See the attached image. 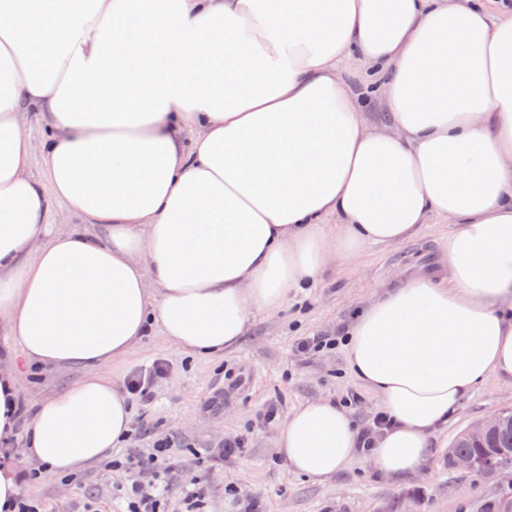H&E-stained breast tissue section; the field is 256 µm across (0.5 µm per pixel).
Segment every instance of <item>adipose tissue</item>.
<instances>
[{
  "mask_svg": "<svg viewBox=\"0 0 512 512\" xmlns=\"http://www.w3.org/2000/svg\"><path fill=\"white\" fill-rule=\"evenodd\" d=\"M52 199L83 228L48 232ZM433 215L456 226L447 280L385 290L347 331V365L390 420L369 457L390 479L420 472L479 383L512 380V15L476 0H0V447L23 442L60 474L105 459L132 403L102 368L152 329L224 353L254 312ZM23 364L84 374L25 421ZM359 446L329 397L275 437L320 483Z\"/></svg>",
  "mask_w": 512,
  "mask_h": 512,
  "instance_id": "1",
  "label": "adipose tissue"
}]
</instances>
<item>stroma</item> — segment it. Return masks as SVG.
<instances>
[{"instance_id":"35a3bbf8","label":"stroma","mask_w":512,"mask_h":512,"mask_svg":"<svg viewBox=\"0 0 512 512\" xmlns=\"http://www.w3.org/2000/svg\"><path fill=\"white\" fill-rule=\"evenodd\" d=\"M453 231L434 215L403 243L370 246L355 261L337 263L309 288L290 294L277 314L255 313L247 336L224 355L189 357L156 333L123 364L105 366V374L121 379L157 359L167 365L150 401L134 403L127 445L145 452L163 439L175 449L178 466L164 491L168 512H182L196 482L205 490L206 512H480L485 503L512 497V488L496 477L462 472L448 462L460 431L512 407L511 380L493 376L469 393L434 433V453L422 472L402 481L379 474L361 453L331 482L315 483L276 455V427L261 423L273 404L284 418L308 401L330 397L341 403L353 395L351 412L367 428L380 407L351 374L343 347L303 360L296 340L344 335L375 295L414 275L439 278ZM80 375L75 368H22L21 396L36 403ZM233 440L239 448L213 458V449ZM127 490V477L102 461L80 473H45L28 482L26 495L41 512H126Z\"/></svg>"}]
</instances>
